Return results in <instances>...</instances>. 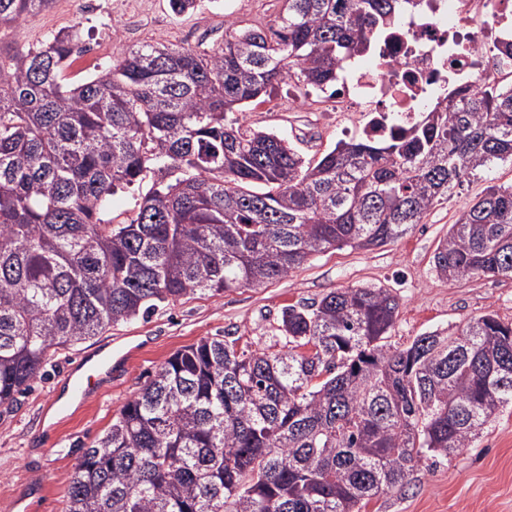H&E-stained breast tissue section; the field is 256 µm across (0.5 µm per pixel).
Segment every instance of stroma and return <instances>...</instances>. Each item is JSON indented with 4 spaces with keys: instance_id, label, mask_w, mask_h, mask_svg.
<instances>
[{
    "instance_id": "obj_1",
    "label": "stroma",
    "mask_w": 512,
    "mask_h": 512,
    "mask_svg": "<svg viewBox=\"0 0 512 512\" xmlns=\"http://www.w3.org/2000/svg\"><path fill=\"white\" fill-rule=\"evenodd\" d=\"M282 0H220L175 14L169 0H93L73 12L70 0L26 16L0 35V48L39 47L51 34L76 28L83 53L64 71L80 83L109 65L116 50L146 42L198 52L224 44V20L273 24ZM323 96L296 99L282 86L271 100L248 105L247 125L288 138L305 157H319L341 140L357 138L343 113L320 109ZM492 185H512V164L477 173L440 201L421 224L395 242L371 250L344 247L310 260L288 277L217 297H185L160 304L146 318L112 326L103 335L59 351L14 408L0 413V512H64L65 494L86 448L139 395L176 350L203 338L233 336L252 347L273 345L285 306L308 304L337 288L381 287L399 299L388 338L406 348L421 335L456 332L468 319L491 313L512 323V279L439 278L433 255L463 207ZM112 343V380L67 397L69 377L104 341ZM362 512H512V409L484 426L470 447L425 459L403 486L372 499Z\"/></svg>"
}]
</instances>
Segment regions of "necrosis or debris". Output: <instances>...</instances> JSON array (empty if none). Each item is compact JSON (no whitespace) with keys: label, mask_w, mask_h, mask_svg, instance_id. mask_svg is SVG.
I'll return each mask as SVG.
<instances>
[{"label":"necrosis or debris","mask_w":512,"mask_h":512,"mask_svg":"<svg viewBox=\"0 0 512 512\" xmlns=\"http://www.w3.org/2000/svg\"><path fill=\"white\" fill-rule=\"evenodd\" d=\"M510 44L512 0H425L368 66L342 79L333 101L337 110L357 113L366 137L380 138L394 123L414 124L448 78L512 75V58L500 53Z\"/></svg>","instance_id":"4bbe7bcc"}]
</instances>
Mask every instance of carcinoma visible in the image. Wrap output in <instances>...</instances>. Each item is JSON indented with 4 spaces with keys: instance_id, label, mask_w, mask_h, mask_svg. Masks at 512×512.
Instances as JSON below:
<instances>
[{
    "instance_id": "carcinoma-1",
    "label": "carcinoma",
    "mask_w": 512,
    "mask_h": 512,
    "mask_svg": "<svg viewBox=\"0 0 512 512\" xmlns=\"http://www.w3.org/2000/svg\"><path fill=\"white\" fill-rule=\"evenodd\" d=\"M54 0H0V30ZM419 0H285L274 26L224 17V47L123 48L78 84L76 32L0 55V409L55 354L158 304L384 246L455 186L512 163V82L476 78L379 139L307 159L245 125L283 83L336 89ZM112 223L119 189L142 188ZM437 275L512 279V185L439 242ZM399 299L337 288L282 309L280 349L203 338L174 353L76 466L66 512H360L512 406V323L387 343Z\"/></svg>"
}]
</instances>
